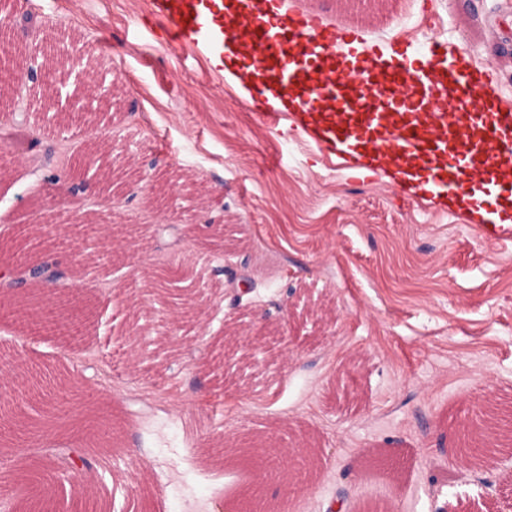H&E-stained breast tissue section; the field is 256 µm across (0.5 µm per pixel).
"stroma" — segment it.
Wrapping results in <instances>:
<instances>
[{"label": "stroma", "instance_id": "1", "mask_svg": "<svg viewBox=\"0 0 512 512\" xmlns=\"http://www.w3.org/2000/svg\"><path fill=\"white\" fill-rule=\"evenodd\" d=\"M323 23L349 15L366 39L427 42L430 32L491 64L512 97V0H288ZM89 44L56 72L55 88L112 97L95 122L67 106L39 112L30 78L0 88V130L33 150L0 163V268L17 292L31 281L10 252L18 222L44 213L65 238L57 283L84 321L78 339L31 336L0 316V409L37 424L21 370L66 379L77 404L42 435L0 436L15 493L0 512H30L39 495L83 482L90 512H237L253 465H229L243 438L276 436L283 477L260 493L270 512H457L492 498L512 475V447L473 467L456 459L458 422L492 403L512 408V243L490 242L447 204L405 198L389 181L351 182L289 126L270 128L196 60L142 0H26L0 12ZM125 139L112 143L111 130ZM104 137L127 181L110 222L94 208L96 177L73 158ZM205 283L197 316L159 334L154 270ZM268 324L279 341L253 361L215 367L229 332ZM94 463L85 472L84 460Z\"/></svg>", "mask_w": 512, "mask_h": 512}]
</instances>
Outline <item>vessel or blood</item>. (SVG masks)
<instances>
[{
	"label": "vessel or blood",
	"mask_w": 512,
	"mask_h": 512,
	"mask_svg": "<svg viewBox=\"0 0 512 512\" xmlns=\"http://www.w3.org/2000/svg\"><path fill=\"white\" fill-rule=\"evenodd\" d=\"M189 0H150L152 11L193 54L207 58L217 36L209 20L190 10ZM255 40L269 47L288 37L310 38L300 61L283 59L267 82L247 83L245 101L258 103L269 126L291 123L296 131L353 172L392 176L405 192L426 185L431 196L461 200L467 213L512 211V109L490 104L481 75L463 69L447 43L421 49L401 44L386 49L368 41L354 24L321 26L313 15L249 14L243 19ZM384 74L382 84H365L355 100L340 90L350 73ZM310 73L305 100L334 108L309 129L295 112L267 106L269 96L288 97L300 73ZM447 163L440 178L437 164Z\"/></svg>",
	"instance_id": "vessel-or-blood-1"
}]
</instances>
